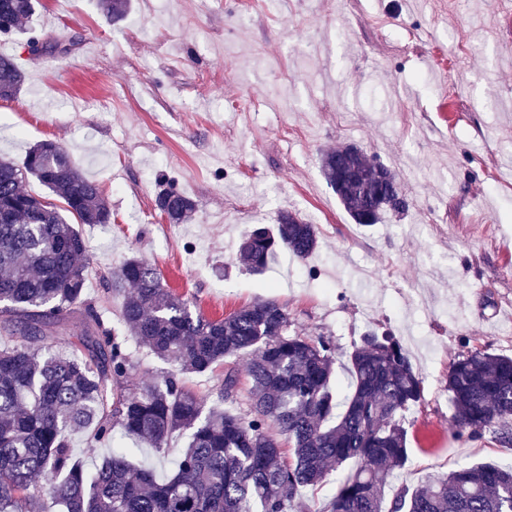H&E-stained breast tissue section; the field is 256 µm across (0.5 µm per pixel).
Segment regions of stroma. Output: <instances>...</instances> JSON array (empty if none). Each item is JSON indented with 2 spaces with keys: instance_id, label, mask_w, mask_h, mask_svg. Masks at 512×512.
I'll return each instance as SVG.
<instances>
[{
  "instance_id": "obj_1",
  "label": "stroma",
  "mask_w": 512,
  "mask_h": 512,
  "mask_svg": "<svg viewBox=\"0 0 512 512\" xmlns=\"http://www.w3.org/2000/svg\"><path fill=\"white\" fill-rule=\"evenodd\" d=\"M27 26L0 36L25 74L0 100V156L51 140L100 185L111 222L80 230L104 319L138 256L213 319L278 302L340 363L389 332L423 379L398 484L512 464L492 434L455 435L448 394L458 354L512 356V0H132L115 24L97 0H40ZM31 33L72 48L29 55ZM344 145L395 174L405 210L351 218L322 170ZM172 187L197 203L181 224L155 206ZM286 210L317 251L253 274L241 238Z\"/></svg>"
}]
</instances>
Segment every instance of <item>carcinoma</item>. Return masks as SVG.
Masks as SVG:
<instances>
[{
    "mask_svg": "<svg viewBox=\"0 0 512 512\" xmlns=\"http://www.w3.org/2000/svg\"><path fill=\"white\" fill-rule=\"evenodd\" d=\"M37 4L0 0V34L17 31ZM129 7L130 0H100L113 23ZM24 81L19 64L1 55L0 100L15 97ZM338 160L368 183L372 159L345 147L324 155L325 178L356 223L364 212L375 224L387 208L405 206L392 173V205L350 178L336 186ZM28 175L60 204L22 189ZM155 205L173 224L196 210L176 189L159 194ZM109 221L100 186L65 148L41 141L20 165L0 158V336L14 339L0 345V512H311L300 489L352 462L321 512H512V468L489 463L430 475L423 489L402 486L384 503L385 489L409 461L402 417L423 396L407 352L389 334L369 332L353 347L344 392L334 384L335 344L289 333L288 313L275 301L212 319L136 256L110 284L133 293L117 323L104 320L84 298L87 243L75 224ZM317 248L314 226L282 212L275 228L250 232L239 256L260 274L279 250L305 259ZM75 312L83 328L68 336ZM132 339L170 369L136 379ZM240 356L248 359L245 413L225 407L239 387L231 368L209 402L182 382ZM448 393L458 436L479 439L489 431L499 445L512 446V356L462 354L448 371ZM76 431L109 448L92 474L74 459ZM119 431L159 453L176 432L188 442L173 473L160 480L115 444ZM281 436L291 444L287 456Z\"/></svg>",
    "mask_w": 512,
    "mask_h": 512,
    "instance_id": "carcinoma-1",
    "label": "carcinoma"
}]
</instances>
